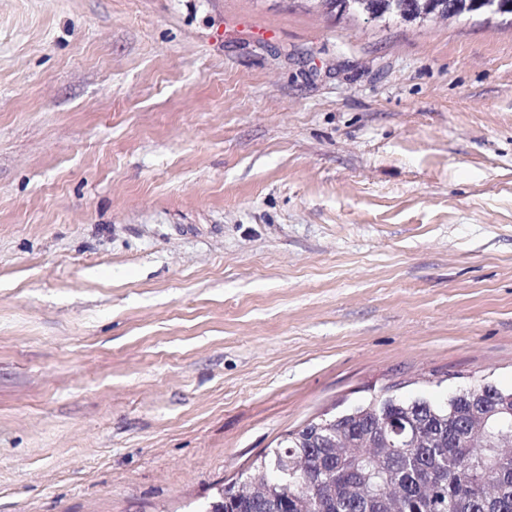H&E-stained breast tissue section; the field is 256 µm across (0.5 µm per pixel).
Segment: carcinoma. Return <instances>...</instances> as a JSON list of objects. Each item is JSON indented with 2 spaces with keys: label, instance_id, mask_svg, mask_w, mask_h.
<instances>
[{
  "label": "carcinoma",
  "instance_id": "carcinoma-1",
  "mask_svg": "<svg viewBox=\"0 0 512 512\" xmlns=\"http://www.w3.org/2000/svg\"><path fill=\"white\" fill-rule=\"evenodd\" d=\"M376 20L512 16V0H321ZM512 512V389L484 382L443 403L393 396L291 432L204 512Z\"/></svg>",
  "mask_w": 512,
  "mask_h": 512
}]
</instances>
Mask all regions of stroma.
I'll return each instance as SVG.
<instances>
[{
	"label": "stroma",
	"instance_id": "35a3bbf8",
	"mask_svg": "<svg viewBox=\"0 0 512 512\" xmlns=\"http://www.w3.org/2000/svg\"><path fill=\"white\" fill-rule=\"evenodd\" d=\"M512 387V16L0 0V512H201L291 431Z\"/></svg>",
	"mask_w": 512,
	"mask_h": 512
}]
</instances>
